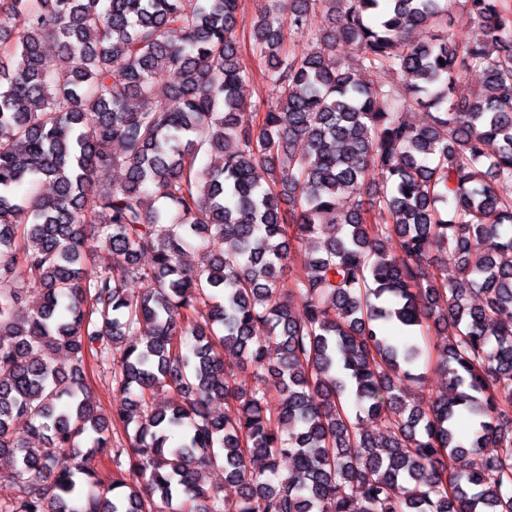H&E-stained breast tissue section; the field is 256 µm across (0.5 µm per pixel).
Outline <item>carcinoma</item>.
<instances>
[{
  "label": "carcinoma",
  "instance_id": "1",
  "mask_svg": "<svg viewBox=\"0 0 512 512\" xmlns=\"http://www.w3.org/2000/svg\"><path fill=\"white\" fill-rule=\"evenodd\" d=\"M239 2L0 0V512H512V5L264 0L267 103L236 67ZM456 10L482 41L448 30ZM473 66L485 83L461 84ZM416 107L428 124L404 118ZM112 168L124 181L101 184ZM422 326L444 337L448 378L428 403L408 393L430 361L406 336ZM88 356L112 363L110 415ZM82 438L110 485L58 466Z\"/></svg>",
  "mask_w": 512,
  "mask_h": 512
}]
</instances>
